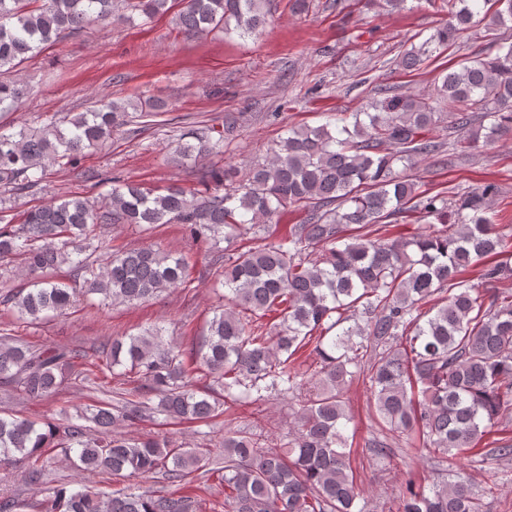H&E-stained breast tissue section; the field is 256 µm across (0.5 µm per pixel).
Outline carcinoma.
<instances>
[{"label": "carcinoma", "mask_w": 512, "mask_h": 512, "mask_svg": "<svg viewBox=\"0 0 512 512\" xmlns=\"http://www.w3.org/2000/svg\"><path fill=\"white\" fill-rule=\"evenodd\" d=\"M448 25L401 55L398 66H419L434 47L447 46L489 0H442ZM268 0H0V112L17 108L22 85L1 79L33 54L93 22L147 23L173 12L188 36L224 30L242 37L268 23ZM489 25L512 23V0H494ZM451 112H441L442 107ZM163 108L130 97L70 113L60 124L0 131V183L18 191L53 166L79 165L85 153L112 141V132ZM472 140L496 143L512 135V43L493 57H474L441 78L436 96L386 94L353 122L292 128L271 155L253 164L247 182L207 172V185L162 191L119 176L98 207L83 196L36 206L14 224L0 208V266L19 268L27 282L0 298L18 320L65 314L81 296L134 304L187 282L189 261L151 245L97 251L94 227L131 224L146 230L179 224L198 248L247 236L251 245L215 258L223 263L224 303L213 308L207 333L189 350L166 329L151 326L101 344L105 367L123 365L140 386L112 403L79 407L40 421L0 414V464L28 466L31 483L62 452L78 471L160 475L170 483L212 463L224 481V512H366L356 507V475L342 429L351 418L343 390L364 377L388 431L415 450L446 459L469 454L512 457V436L483 443L501 419L512 418V288L487 295L483 283L512 278V245L492 220L497 185L486 183L453 202L427 197L399 167L443 152L427 137L443 119ZM224 153V136L184 134L171 160L202 161ZM304 214L281 234L288 208ZM421 214L426 230L392 235L384 219ZM454 215L448 223V214ZM68 265L82 282L54 273ZM432 306L425 312L421 306ZM314 364L306 378L298 362ZM85 352L37 348L0 336V382L16 395L46 400L81 376ZM211 382L200 388L198 375ZM295 402L296 428L277 448L263 429H224L222 451L211 456L166 438L134 439L129 429L156 416L176 424L215 419L270 395ZM46 512H192L189 496L173 491L106 496L91 487L52 489ZM399 512H483L482 496L464 481L441 477L427 487L405 482Z\"/></svg>", "instance_id": "obj_1"}]
</instances>
